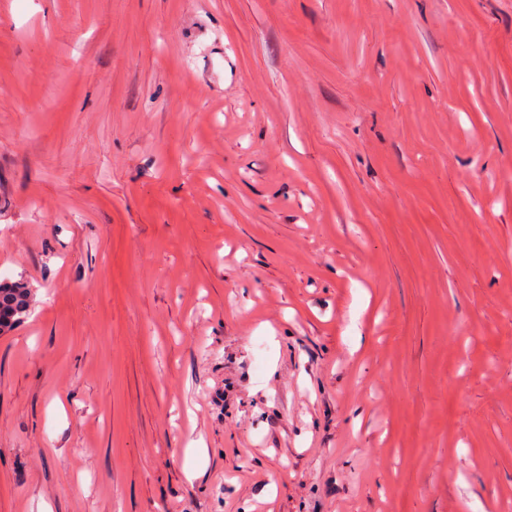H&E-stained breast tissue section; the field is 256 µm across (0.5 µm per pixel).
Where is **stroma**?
<instances>
[{"label":"stroma","mask_w":512,"mask_h":512,"mask_svg":"<svg viewBox=\"0 0 512 512\" xmlns=\"http://www.w3.org/2000/svg\"><path fill=\"white\" fill-rule=\"evenodd\" d=\"M0 512H512V0H0ZM33 289L23 277L0 279V334L12 331L30 313Z\"/></svg>","instance_id":"stroma-1"}]
</instances>
